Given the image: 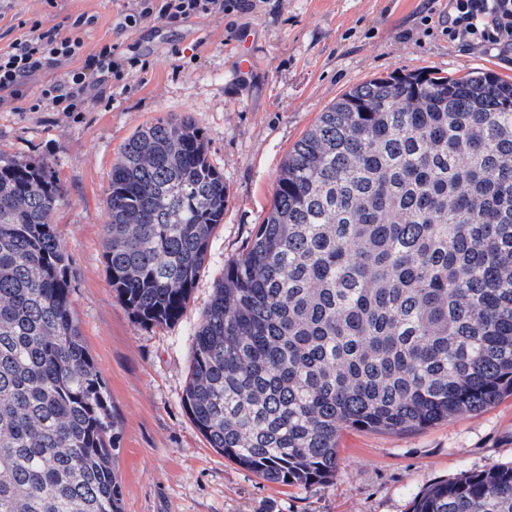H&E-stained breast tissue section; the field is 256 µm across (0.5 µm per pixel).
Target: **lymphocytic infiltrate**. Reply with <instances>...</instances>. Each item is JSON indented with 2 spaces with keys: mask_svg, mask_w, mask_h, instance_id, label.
<instances>
[{
  "mask_svg": "<svg viewBox=\"0 0 512 512\" xmlns=\"http://www.w3.org/2000/svg\"><path fill=\"white\" fill-rule=\"evenodd\" d=\"M437 0H426L421 17L424 26H438L449 43L478 48L506 57L512 55V0H448L437 11ZM224 0H139L136 12L123 16L119 29L139 27L150 19L178 22L193 16L223 10ZM89 20L77 16L68 35L49 29L24 34L7 48H0V94L19 96L21 87L36 73L51 65L74 62L64 79L42 87L41 100L65 112L82 106L90 90L120 79L125 67H137L138 57H123L117 44L104 43L84 53L81 30Z\"/></svg>",
  "mask_w": 512,
  "mask_h": 512,
  "instance_id": "obj_1",
  "label": "lymphocytic infiltrate"
}]
</instances>
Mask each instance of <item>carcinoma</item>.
Here are the masks:
<instances>
[{"instance_id": "carcinoma-1", "label": "carcinoma", "mask_w": 512, "mask_h": 512, "mask_svg": "<svg viewBox=\"0 0 512 512\" xmlns=\"http://www.w3.org/2000/svg\"><path fill=\"white\" fill-rule=\"evenodd\" d=\"M45 167L0 158V512H122L119 423L71 307ZM190 117L112 163L105 262L140 322L178 319L224 218ZM512 393V81L395 73L288 153L194 333L182 403L209 444L288 486L336 476L343 428L406 432ZM412 512H512V464Z\"/></svg>"}]
</instances>
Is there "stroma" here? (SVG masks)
<instances>
[{
  "label": "stroma",
  "mask_w": 512,
  "mask_h": 512,
  "mask_svg": "<svg viewBox=\"0 0 512 512\" xmlns=\"http://www.w3.org/2000/svg\"><path fill=\"white\" fill-rule=\"evenodd\" d=\"M424 2L253 0L245 10L120 33L116 23L138 0H0L2 48L34 25L68 32L84 14L94 19L81 32L85 52L112 41L149 64L93 92L80 112L22 111L0 99V156L42 164L66 193L54 229L70 260L72 309L120 421L124 512H410L437 482L512 463V394L413 432L342 431L335 478L305 487L266 481L226 458L182 404L193 333L224 264L253 238L283 161L320 112L397 71L490 70L512 81V63L495 53L425 31ZM246 38L253 63L243 70ZM169 114L203 128L228 200L182 317L143 326L112 288L103 224L113 160L138 128Z\"/></svg>",
  "instance_id": "1"
}]
</instances>
